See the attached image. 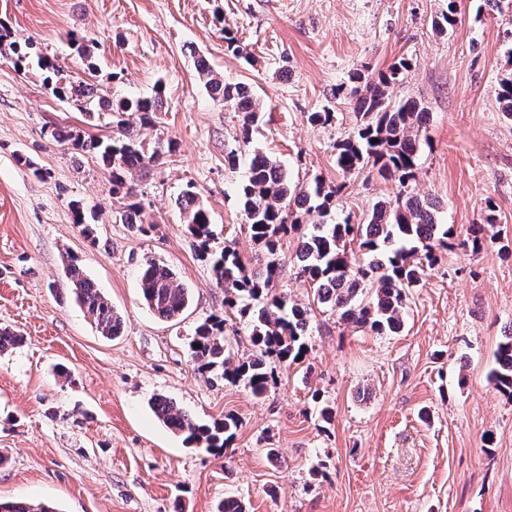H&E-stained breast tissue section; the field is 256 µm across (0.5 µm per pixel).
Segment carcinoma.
Instances as JSON below:
<instances>
[{"instance_id": "cac0c4a2", "label": "carcinoma", "mask_w": 512, "mask_h": 512, "mask_svg": "<svg viewBox=\"0 0 512 512\" xmlns=\"http://www.w3.org/2000/svg\"><path fill=\"white\" fill-rule=\"evenodd\" d=\"M457 22L458 0H448V11L435 21V26L447 32ZM13 45L20 65L56 70L32 39L21 43L15 40ZM197 67L211 99L238 112L243 141H248L260 122L261 112L250 86L216 76L202 59L197 61ZM410 68V60L400 57L371 79L356 71L332 90L333 97L347 101L361 117L355 135L334 145L336 168L342 174L368 167L383 178L398 180L404 188L416 180L420 141L429 112L422 101L412 96L394 101L388 93L392 85L405 79ZM46 82L55 97L75 103L90 118L112 113L118 136L106 141L91 140L87 147L112 168L113 188L125 186L126 172L148 170L161 156L160 150L149 153L137 142L127 116L137 114L145 123L154 120L163 105L162 83H157L150 98L114 102L97 95L94 86L86 82L61 84L50 76ZM498 100L502 111L512 117V70L500 80ZM342 188L341 184L328 185L317 176L308 185L298 187L278 160L259 150L252 153L240 205L251 238L262 252V263L248 266L228 245L218 254L210 253V267L215 283L225 288L224 305L249 326L255 353L250 360L230 366L225 357L224 319L209 317L195 328L189 343L191 360L200 373L220 369L224 377L243 382L259 398L268 389L270 358L289 365L304 358L311 308L294 303L285 295H274L269 289L281 272V241L292 233L298 244L297 277L308 283L316 305L330 309L338 321L376 335L402 331L406 292L422 282L434 261L435 250L448 246L453 228L438 223L436 202L407 193L377 202L359 224L347 220L332 223L328 217ZM179 208L186 216L189 232L209 253L214 236L209 209L190 189L180 196ZM141 211L140 203H130L124 221L144 233L147 228L139 218ZM470 235L476 247L497 240L490 218L484 224L472 225ZM354 241L368 260H357L353 250L347 248ZM68 275L77 301L101 335H121V316L83 269L71 263ZM139 288L149 310L166 321L178 320L189 305L188 289L164 262L146 261ZM496 361L491 379L501 392L512 397V334L498 345ZM150 408L156 419L182 435L186 444L214 455L224 453L238 428V421L231 415L213 424L200 423L162 395L151 399ZM0 512L50 510L18 501L0 502Z\"/></svg>"}]
</instances>
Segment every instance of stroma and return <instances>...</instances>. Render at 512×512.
<instances>
[{
  "mask_svg": "<svg viewBox=\"0 0 512 512\" xmlns=\"http://www.w3.org/2000/svg\"><path fill=\"white\" fill-rule=\"evenodd\" d=\"M446 6L0 0L12 39H33L60 82L92 83L113 100L149 96L163 82V112L134 130L145 149L175 145L149 174L130 175L134 197L113 192L112 171L94 152L50 135L67 126L84 139L110 138L111 114L86 117L49 93L45 71L0 49V328L23 338L0 352L1 501L58 512H216L233 496L245 512H512V399L489 378L512 331V119L497 99L512 68V17L486 0H459V21L443 33L433 21ZM228 31L239 53L227 50ZM402 56L411 69L390 96L420 99L430 113L409 190L437 202L439 223L458 240L408 290L403 333L374 335L317 307L303 362L271 361L263 398L198 373L187 344L208 317H225L232 364L254 352L246 323L225 316L207 258L227 244L244 257L258 251L239 207L245 171L225 167L226 151L269 153L299 185L345 182L331 216L359 222L400 186L367 168L337 171L333 146L359 122L331 91L355 70L374 75ZM201 59L251 86L262 112L250 145L238 113L206 92ZM324 109L333 122L311 123ZM189 185L213 216L205 250L177 205ZM132 201L150 233L122 223ZM78 207L94 235L76 224ZM489 217L500 242L465 247L470 226ZM296 251V239L283 241L272 292L304 304L311 291L295 274ZM151 257L191 290L179 323L158 319L140 298ZM73 262L122 316L121 336H101L76 302L66 274ZM157 395L206 423L238 418L223 455L160 424L148 407ZM323 406L331 423L319 416Z\"/></svg>",
  "mask_w": 512,
  "mask_h": 512,
  "instance_id": "obj_1",
  "label": "stroma"
}]
</instances>
